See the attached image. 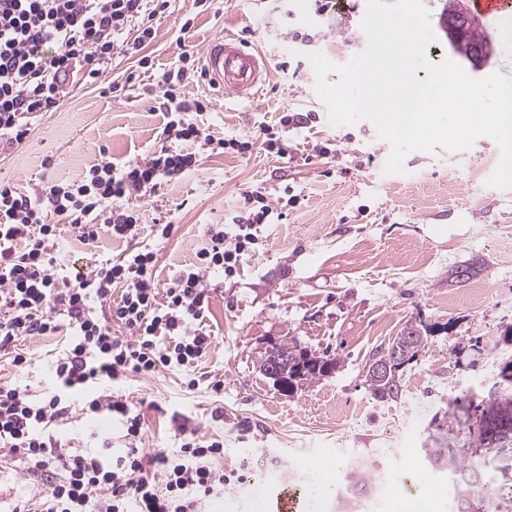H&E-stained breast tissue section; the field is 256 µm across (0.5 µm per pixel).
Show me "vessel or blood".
Segmentation results:
<instances>
[{
    "instance_id": "obj_1",
    "label": "vessel or blood",
    "mask_w": 512,
    "mask_h": 512,
    "mask_svg": "<svg viewBox=\"0 0 512 512\" xmlns=\"http://www.w3.org/2000/svg\"><path fill=\"white\" fill-rule=\"evenodd\" d=\"M473 11L489 19L512 14V0H471ZM205 79L213 88L238 97L266 81L265 58L227 36L211 40L204 56ZM270 512H303L302 496L296 487L278 484L267 493Z\"/></svg>"
}]
</instances>
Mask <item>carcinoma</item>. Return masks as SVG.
Wrapping results in <instances>:
<instances>
[{
  "label": "carcinoma",
  "instance_id": "carcinoma-1",
  "mask_svg": "<svg viewBox=\"0 0 512 512\" xmlns=\"http://www.w3.org/2000/svg\"><path fill=\"white\" fill-rule=\"evenodd\" d=\"M428 345V336L418 328L406 329V337H397L388 346L376 351L372 359L407 354L409 358L391 366L389 375L377 376L367 370L366 383L373 396L380 402L397 401L403 390L402 376L410 364ZM298 373L312 380L323 375V369L308 360L299 351ZM454 409L468 415L476 413L479 434L466 443L448 440L451 432L447 417H442L432 432L427 434L423 448L427 468L448 477L452 499L451 512H512V433L504 435L500 444L484 443V428L503 414L512 415V399H501L491 392L477 405L468 397L453 400Z\"/></svg>",
  "mask_w": 512,
  "mask_h": 512
}]
</instances>
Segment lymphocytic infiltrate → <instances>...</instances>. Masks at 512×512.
<instances>
[{"instance_id":"lymphocytic-infiltrate-1","label":"lymphocytic infiltrate","mask_w":512,"mask_h":512,"mask_svg":"<svg viewBox=\"0 0 512 512\" xmlns=\"http://www.w3.org/2000/svg\"><path fill=\"white\" fill-rule=\"evenodd\" d=\"M171 0H0V145L21 144L29 117L50 112L74 82H101L129 48L155 41ZM198 66L178 64L161 86L166 143L148 156L115 166L92 165L73 184L51 183L26 194L0 185V357L16 372L31 364L19 348L28 336L67 332L52 364V391L36 397L0 379V452L19 457L30 473L50 476L40 512H202L224 493V442L181 427L179 449L145 455L141 408L113 393L128 374L190 371L208 353L206 327L212 275L231 276L261 244V227L281 219L264 187L246 191L230 223L213 224L194 261L176 271L166 292L156 287V252L144 233L168 238L171 227H144L135 200L196 170L203 154L252 144L215 137L190 120L208 103L180 89L202 78ZM57 223H49V215ZM96 247L102 237L126 243L116 258L90 272L62 274L61 232ZM80 397L82 414L105 415L123 429L124 448L89 454L55 433Z\"/></svg>"}]
</instances>
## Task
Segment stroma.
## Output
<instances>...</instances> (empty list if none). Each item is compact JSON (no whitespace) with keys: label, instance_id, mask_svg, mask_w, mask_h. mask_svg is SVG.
I'll return each mask as SVG.
<instances>
[{"label":"stroma","instance_id":"1","mask_svg":"<svg viewBox=\"0 0 512 512\" xmlns=\"http://www.w3.org/2000/svg\"><path fill=\"white\" fill-rule=\"evenodd\" d=\"M366 8L367 0H347L345 11L321 14L315 0H212L202 11L194 0H173L157 40L143 49L151 68L125 58L108 73L119 83L135 75L127 96L76 87L56 111L31 119L22 144L0 151V184L30 192L75 182L100 161L120 166L160 149L162 100L146 89L181 54L202 59L211 39L228 31L267 57L269 75L255 97L227 96L203 80L181 92L211 100L204 120L215 136L242 140L270 126L287 156L258 142L242 154L206 155L195 173L137 202L142 224L173 227L155 244L163 289L192 262L205 226L229 223L243 191L263 186L276 198L288 187L298 196L278 223L264 226L256 254L212 291L214 343L194 372L199 388L187 390L182 374L167 370L129 375L115 388L146 404V451L174 448L184 422L223 439L224 467L236 476L206 512H268L264 490L282 482L299 488L304 512H389L416 479L436 488L438 512H450L447 480L424 462L427 427L461 393L483 397L504 388L499 371L512 346L499 338L512 326V188L486 184L498 144L484 136L466 150L417 151L404 173H389L391 147L371 121L331 125L307 55L349 63L366 46ZM289 113L312 120L287 129L280 119ZM323 146L329 155H319ZM474 259L478 272L449 284L450 272ZM411 324L427 330L429 343L405 367L401 398L378 402L366 365ZM279 346L334 367L282 391L260 369ZM23 347L34 363L21 382L41 394L63 343L37 336ZM215 380L224 383L221 393L209 389ZM352 471L371 477L368 492L337 497V476ZM47 490L24 463L0 461V512H12L20 499L38 507Z\"/></svg>","mask_w":512,"mask_h":512}]
</instances>
